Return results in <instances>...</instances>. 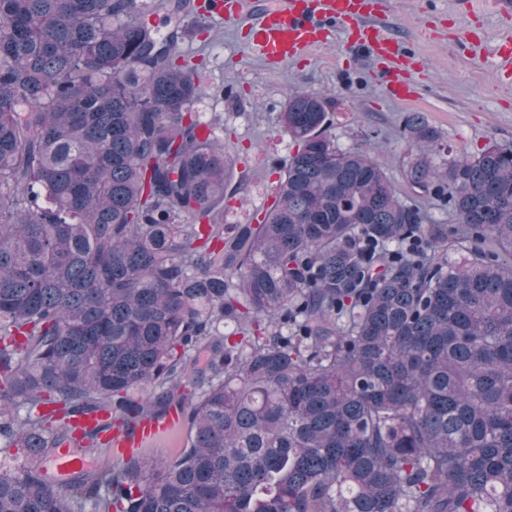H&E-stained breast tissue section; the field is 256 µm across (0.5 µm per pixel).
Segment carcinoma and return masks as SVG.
I'll list each match as a JSON object with an SVG mask.
<instances>
[{
    "label": "carcinoma",
    "instance_id": "cac0c4a2",
    "mask_svg": "<svg viewBox=\"0 0 512 512\" xmlns=\"http://www.w3.org/2000/svg\"><path fill=\"white\" fill-rule=\"evenodd\" d=\"M199 9L0 0V512H512V146L452 158L408 118L432 224L294 92L273 203L226 224ZM149 410L189 424L172 458L43 468L102 449L71 420Z\"/></svg>",
    "mask_w": 512,
    "mask_h": 512
}]
</instances>
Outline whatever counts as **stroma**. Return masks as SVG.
<instances>
[{
    "label": "stroma",
    "mask_w": 512,
    "mask_h": 512,
    "mask_svg": "<svg viewBox=\"0 0 512 512\" xmlns=\"http://www.w3.org/2000/svg\"><path fill=\"white\" fill-rule=\"evenodd\" d=\"M389 2L392 32L417 54L406 78L413 99L393 96L376 61L343 44L270 66L242 45L240 30L201 16L183 20L179 48L201 67L193 110L200 120H223L224 150L247 173L225 223H252L273 199L280 167L296 150L278 118L297 91L321 96L337 144L372 148L407 200L413 198L402 175L408 116L423 115L457 155L512 145V64L498 50L512 36V15L496 12L492 0H473L467 16L456 0ZM469 31L480 39L466 45Z\"/></svg>",
    "instance_id": "stroma-1"
}]
</instances>
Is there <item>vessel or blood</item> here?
Masks as SVG:
<instances>
[{
    "label": "vessel or blood",
    "mask_w": 512,
    "mask_h": 512,
    "mask_svg": "<svg viewBox=\"0 0 512 512\" xmlns=\"http://www.w3.org/2000/svg\"><path fill=\"white\" fill-rule=\"evenodd\" d=\"M384 0H211L209 12L241 29L245 46L265 62L279 64L343 39L347 47L381 60L394 90L412 54L386 24ZM176 415L138 422L134 432L113 430L102 441L115 454L127 456L143 443L170 430Z\"/></svg>",
    "instance_id": "obj_1"
}]
</instances>
